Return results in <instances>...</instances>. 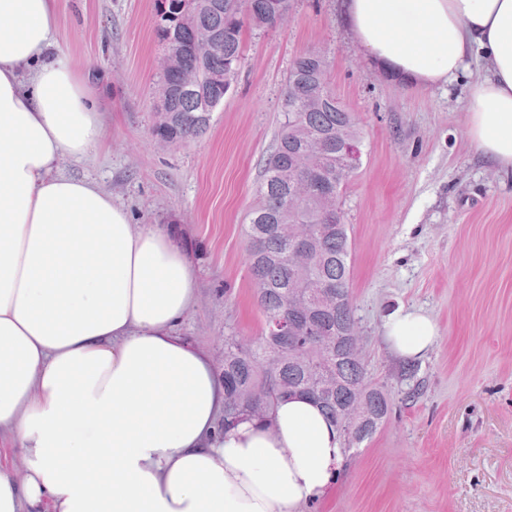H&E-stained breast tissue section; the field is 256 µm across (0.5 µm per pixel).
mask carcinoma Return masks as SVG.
<instances>
[{"label": "carcinoma", "mask_w": 512, "mask_h": 512, "mask_svg": "<svg viewBox=\"0 0 512 512\" xmlns=\"http://www.w3.org/2000/svg\"><path fill=\"white\" fill-rule=\"evenodd\" d=\"M290 9L291 0H162L157 32L172 62L157 83L158 93L167 96L155 125L160 142L188 141L209 127L223 92L231 87L245 30L273 27ZM200 30L214 33L216 44L197 43ZM323 60L310 52L292 64L279 139L258 187L261 204L244 228L264 328L255 339L234 332L224 336L223 424L228 428L242 419L268 420L277 401L305 395L343 435L351 409H360L364 419L350 440L358 444L387 421L391 399L371 382L363 345L355 335L347 224L325 216V192L338 201L348 183L336 164L332 133L342 126L360 141L362 132L324 78ZM313 139L323 141L311 156L319 192L290 207L293 158ZM307 231L310 258L297 266L288 252L293 235ZM326 286L332 287L328 298L323 296ZM327 335L338 336V344L323 346L321 337Z\"/></svg>", "instance_id": "carcinoma-1"}]
</instances>
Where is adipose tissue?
<instances>
[{
    "label": "adipose tissue",
    "instance_id": "obj_1",
    "mask_svg": "<svg viewBox=\"0 0 512 512\" xmlns=\"http://www.w3.org/2000/svg\"><path fill=\"white\" fill-rule=\"evenodd\" d=\"M371 60L423 87L470 64V144L512 175V0H344ZM55 0H0V512H303L344 462L311 399L221 429L224 381L180 328L197 302L172 231L131 224L111 192L57 173L108 144L87 76L49 56ZM424 358L433 319H384Z\"/></svg>",
    "mask_w": 512,
    "mask_h": 512
}]
</instances>
